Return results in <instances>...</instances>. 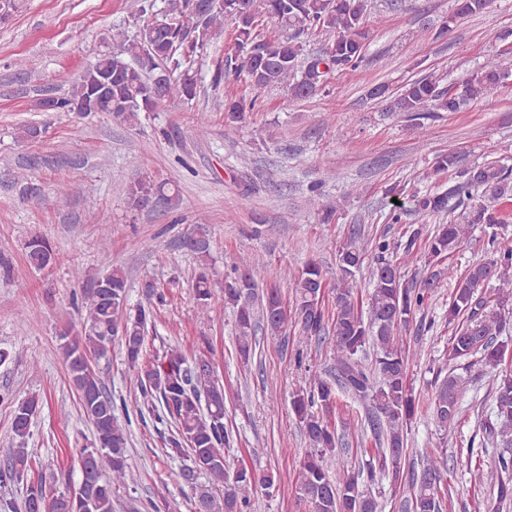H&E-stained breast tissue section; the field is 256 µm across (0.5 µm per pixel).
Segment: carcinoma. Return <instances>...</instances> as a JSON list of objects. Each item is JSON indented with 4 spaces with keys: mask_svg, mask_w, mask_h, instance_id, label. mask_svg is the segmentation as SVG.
Instances as JSON below:
<instances>
[{
    "mask_svg": "<svg viewBox=\"0 0 512 512\" xmlns=\"http://www.w3.org/2000/svg\"><path fill=\"white\" fill-rule=\"evenodd\" d=\"M163 26L145 23L118 49L100 53L62 96L39 99V107L52 112H71L73 105L105 87L101 111L131 123L139 113L154 109L161 101H191L198 83L192 72L196 56L210 45L213 33L224 29V19L236 23V44L252 55L234 68L235 75L247 76L259 90L284 84L296 99L321 90L327 75L354 71L364 55L359 38L368 10V0H260L251 13L235 9V0H210L205 6L196 0H163ZM491 0H456L453 13L442 21L439 35L448 34L463 17L486 12ZM293 31L287 38H264L256 33L262 18ZM306 30L333 36L323 53L303 57L299 36ZM512 82V49L486 61L458 85L443 89L435 79L421 78L392 93L377 84L369 96L388 104L423 128L421 120L433 112H460L492 90ZM433 171L449 176L448 189L428 191L414 199L413 209L425 221L442 216L448 222L435 225L426 239L431 257L451 255L470 237L473 226L501 223L496 211L473 201L482 191L494 200L512 196V181L505 167L496 161L463 165L461 151L453 144L435 158ZM114 192L135 207L144 208L157 200L168 207L176 192L165 183L148 178L113 186ZM473 202L462 219L450 216L448 199ZM108 233L100 237L101 258L107 271L82 289L77 335L61 334L60 351L78 403L93 428L90 446L80 452V472L85 478L81 504L66 491L54 495L45 484L27 480L31 453L25 447L32 419L40 399L31 396L13 410L11 446L0 460V486L22 485L20 499L0 498V512H114V492L136 483L128 462V432L105 382L94 366L86 362L108 357L112 341L120 337L128 368L135 375L140 397L136 413L153 416L165 456L180 460L178 469L167 474L169 481L194 491L195 512H249L251 495L268 490L274 477L258 474L244 466L231 467L224 454L230 434L224 425V385L215 376L213 362L205 356L186 358L176 346L162 354L146 357V333L154 310L166 302L164 287L156 281L143 284L144 301L128 304V277L123 268L112 265L107 246ZM188 246L197 255L201 270L192 288L199 316H208L218 281L209 273L210 245L197 226ZM490 257L459 271L453 264L431 270L420 288L402 282L397 245L380 236L374 240L354 237L338 258L340 285L336 286L334 311L322 306L324 277L321 268L308 263L294 278V311H288L276 288L257 294L256 275L263 268L262 257L247 254L239 258L234 276L224 280V302L235 313L237 350L244 362L254 354L256 332L280 336L295 318L308 337H331L335 377L314 376L306 386L290 395L291 410L302 429L309 451L297 471L295 488L307 512H378L377 499L367 486L386 477L394 486L407 485L410 496L401 502V512H441L448 494V456L431 454L420 473L404 475L390 467V459L404 455L415 414V397L409 383V361L421 352L403 347L400 333L407 330L417 313L425 310L435 289L455 282L448 302V323L455 332L448 347V375L436 388L432 414L439 431L446 433L459 420L462 400L470 379L457 373L461 362L498 370L491 416L480 422L483 440L492 448L469 449L478 478L494 480L493 495L476 504V512H512V372L501 368L509 353L508 342L498 340L512 313V246L497 236L489 238ZM27 266L41 271L53 265L56 253L40 235L24 247ZM368 263L372 291L368 311L356 303L359 288L356 272ZM348 394L364 406V419L345 422L338 429L328 416L338 406L339 394ZM371 434L374 447L365 449L362 466L344 469L338 477L329 475L325 458L333 455L345 437L358 442ZM204 475L208 484L199 485Z\"/></svg>",
    "mask_w": 512,
    "mask_h": 512,
    "instance_id": "cac0c4a2",
    "label": "carcinoma"
}]
</instances>
